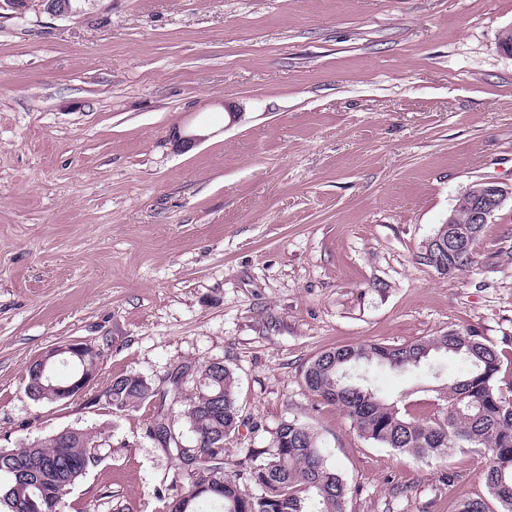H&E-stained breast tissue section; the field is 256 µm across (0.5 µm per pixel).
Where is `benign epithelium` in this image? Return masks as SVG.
Listing matches in <instances>:
<instances>
[{
  "label": "benign epithelium",
  "mask_w": 512,
  "mask_h": 512,
  "mask_svg": "<svg viewBox=\"0 0 512 512\" xmlns=\"http://www.w3.org/2000/svg\"><path fill=\"white\" fill-rule=\"evenodd\" d=\"M36 9L59 18H67L83 11V7L78 5V0H0V10L9 12V17L12 19H24L30 11ZM509 197L512 198V184L503 186L495 181L475 182L462 195V198L468 201L466 223L483 226L493 223L496 212ZM456 223L458 218L453 212L448 216V237L439 236L429 239L424 246L423 256L434 261H443L448 250L455 247L459 237L458 230L454 228ZM68 353L78 358L82 365V374L71 383H55L58 393L49 399L51 403L69 401L81 396L95 379L101 351L87 343L77 341L46 350L30 364L29 371L33 372L39 380L42 378L50 380L57 358ZM0 456L9 459V471L16 479L33 482L35 474L19 457L18 451L2 450Z\"/></svg>",
  "instance_id": "benign-epithelium-1"
}]
</instances>
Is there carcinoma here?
Segmentation results:
<instances>
[{
  "mask_svg": "<svg viewBox=\"0 0 512 512\" xmlns=\"http://www.w3.org/2000/svg\"><path fill=\"white\" fill-rule=\"evenodd\" d=\"M478 236L462 237L460 252L448 254V268L461 270ZM433 353L459 358L466 370L447 379L439 400L444 412L418 420L396 401L380 397L370 386L369 370L418 369ZM500 352L471 330H450L406 345L370 343L325 350L302 371L304 387L321 401L342 408L364 439L416 459L436 458L450 448H483L491 456L484 473L489 498H468L455 512H512V399L499 385ZM193 393L177 397L178 415L186 421L192 445H170L183 464L179 484L170 488L163 512H198L203 499L221 504V512H345L347 484L330 464L319 435L298 419L281 421L266 448H249L247 465L230 473L222 443L239 427L242 416L233 370L206 364L196 372ZM112 407L137 408L168 393L145 389L141 377L120 375L106 390ZM93 440L84 431L62 444L52 436L19 448L42 480L17 485L0 467V508L5 512H59L62 492L83 476L80 464L93 460ZM257 488L244 494L241 483Z\"/></svg>",
  "mask_w": 512,
  "mask_h": 512,
  "instance_id": "carcinoma-1",
  "label": "carcinoma"
}]
</instances>
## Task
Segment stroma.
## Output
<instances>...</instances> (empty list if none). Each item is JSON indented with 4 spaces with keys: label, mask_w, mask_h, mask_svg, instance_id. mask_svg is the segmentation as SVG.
I'll return each mask as SVG.
<instances>
[{
    "label": "stroma",
    "mask_w": 512,
    "mask_h": 512,
    "mask_svg": "<svg viewBox=\"0 0 512 512\" xmlns=\"http://www.w3.org/2000/svg\"><path fill=\"white\" fill-rule=\"evenodd\" d=\"M512 0H98L0 18V448L65 429L97 446L60 512H160L181 471L157 406L102 401L113 377L169 388L235 373L229 468L282 419L320 434L346 512H453L486 496V451L416 460L361 438L302 385L346 345L471 329L512 383V200L454 277L424 243L477 180L512 183ZM199 134L180 146L175 132ZM100 349L68 403L37 402L29 364ZM373 369L432 414L465 365Z\"/></svg>",
    "instance_id": "obj_1"
}]
</instances>
